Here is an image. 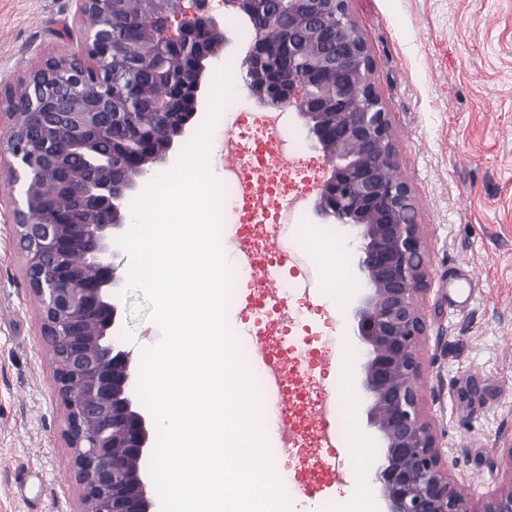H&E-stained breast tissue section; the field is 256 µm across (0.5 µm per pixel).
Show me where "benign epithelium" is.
I'll return each instance as SVG.
<instances>
[{
    "label": "benign epithelium",
    "instance_id": "obj_1",
    "mask_svg": "<svg viewBox=\"0 0 512 512\" xmlns=\"http://www.w3.org/2000/svg\"><path fill=\"white\" fill-rule=\"evenodd\" d=\"M75 43L66 58H48L0 88V169L9 173L11 221L22 244L25 277L41 300L42 334L52 353L55 388L66 414L64 437L79 486L75 512H154L145 468L149 432L133 399L138 366L114 340L120 278L112 258L126 224L125 199L186 135L198 104L204 61L227 42L208 15L148 14L151 60L190 56L183 82L192 95L159 100L170 122L163 137L142 126L137 88L113 111L116 0H76ZM262 0H224L248 18L256 37L244 59L248 86L272 111L294 109L306 138L330 165L318 187L319 216L350 226L364 240L355 260L362 285L350 308L354 335L367 347L361 389L369 427L385 448L376 480L384 512H512V442L501 449L499 486L484 500L467 497L443 463L435 427L418 391L428 326L419 305L429 259L418 205L394 175L392 123L371 82L373 62L352 22L348 0H280L288 36L272 47L256 20ZM102 139L118 151L98 155ZM90 162L82 183L70 164Z\"/></svg>",
    "mask_w": 512,
    "mask_h": 512
}]
</instances>
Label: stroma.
Instances as JSON below:
<instances>
[{
    "label": "stroma",
    "instance_id": "35a3bbf8",
    "mask_svg": "<svg viewBox=\"0 0 512 512\" xmlns=\"http://www.w3.org/2000/svg\"><path fill=\"white\" fill-rule=\"evenodd\" d=\"M350 18L373 60L371 81L393 124L395 174L418 203L429 253L421 303L429 325L420 381L462 491L481 500L502 480L499 449L512 442V0H349ZM75 0H0V85L49 57L71 53L61 34ZM224 48L205 63L245 76L249 28L210 0ZM477 278L468 303L448 290ZM141 293L119 297L126 348L154 344L162 330L135 312ZM40 303L30 292L12 224L0 214V512H74L78 496L65 445ZM348 440L330 468L354 477L349 443L364 438L369 463L382 454L364 404L346 418Z\"/></svg>",
    "mask_w": 512,
    "mask_h": 512
}]
</instances>
